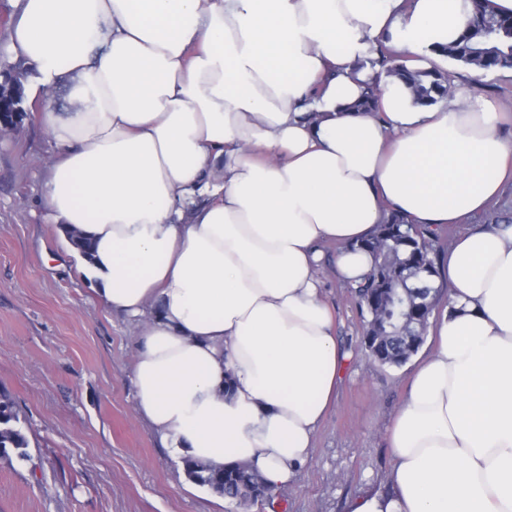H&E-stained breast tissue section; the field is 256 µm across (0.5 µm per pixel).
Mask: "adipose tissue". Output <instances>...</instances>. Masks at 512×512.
I'll use <instances>...</instances> for the list:
<instances>
[{"instance_id":"ef3b65f1","label":"adipose tissue","mask_w":512,"mask_h":512,"mask_svg":"<svg viewBox=\"0 0 512 512\" xmlns=\"http://www.w3.org/2000/svg\"><path fill=\"white\" fill-rule=\"evenodd\" d=\"M8 51L59 150L42 186L94 244L98 298L137 328L135 409L170 450L248 462L279 489L305 467L346 356L318 271L356 285V245L398 213L455 227L448 304L387 429L392 490L347 512H512V225L479 224L512 180V114L416 103L372 46L428 70L471 0H14ZM336 244L333 256L323 247Z\"/></svg>"}]
</instances>
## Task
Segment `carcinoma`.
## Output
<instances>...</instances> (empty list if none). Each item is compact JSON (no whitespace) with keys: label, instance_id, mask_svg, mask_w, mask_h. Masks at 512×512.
I'll return each mask as SVG.
<instances>
[{"label":"carcinoma","instance_id":"carcinoma-1","mask_svg":"<svg viewBox=\"0 0 512 512\" xmlns=\"http://www.w3.org/2000/svg\"><path fill=\"white\" fill-rule=\"evenodd\" d=\"M373 65L389 77H396L421 104H433L448 97L450 77L439 70H411L398 56L380 43L374 48ZM451 59L477 71L512 68V14L491 7L490 0H477L474 12L459 38L442 47ZM377 81L367 85L358 108L377 115ZM439 234L393 214L385 224L357 244L370 253L373 265L363 283L351 289L359 308L362 335L358 346L371 364L398 367L417 353L424 342L430 319L437 309L442 288L428 277L438 273ZM28 437L19 425L14 403L0 390V459L28 457ZM188 478L213 488L224 482V497L243 507L271 496L258 472L249 463L224 467V477L207 465L187 459Z\"/></svg>","mask_w":512,"mask_h":512}]
</instances>
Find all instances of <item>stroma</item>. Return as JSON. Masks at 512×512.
<instances>
[{
  "label": "stroma",
  "mask_w": 512,
  "mask_h": 512,
  "mask_svg": "<svg viewBox=\"0 0 512 512\" xmlns=\"http://www.w3.org/2000/svg\"><path fill=\"white\" fill-rule=\"evenodd\" d=\"M57 153L35 111L0 139V389L29 439L28 459L0 460V512H239L191 481L138 418L134 326L100 303L42 201ZM319 278L347 363L308 464L248 512H346L350 499L388 488L386 428L414 365L370 364L349 288L331 264Z\"/></svg>",
  "instance_id": "stroma-1"
}]
</instances>
